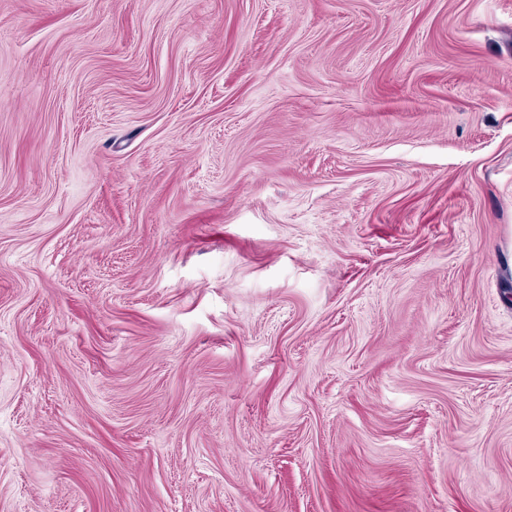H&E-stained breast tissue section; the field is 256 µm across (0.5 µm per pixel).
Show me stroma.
I'll return each mask as SVG.
<instances>
[{"label": "stroma", "mask_w": 512, "mask_h": 512, "mask_svg": "<svg viewBox=\"0 0 512 512\" xmlns=\"http://www.w3.org/2000/svg\"><path fill=\"white\" fill-rule=\"evenodd\" d=\"M0 512H512V0H0Z\"/></svg>", "instance_id": "35a3bbf8"}]
</instances>
